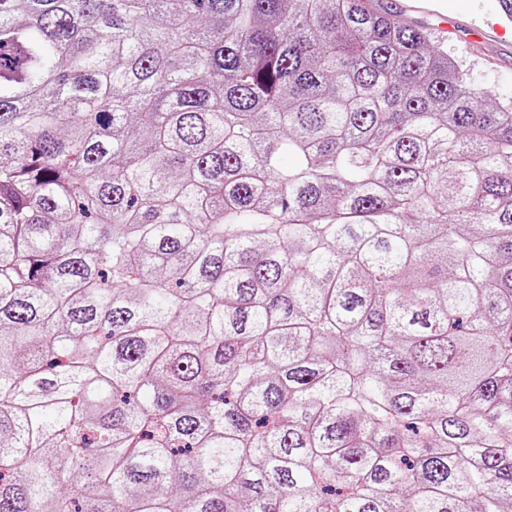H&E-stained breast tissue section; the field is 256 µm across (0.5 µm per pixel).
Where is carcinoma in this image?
I'll list each match as a JSON object with an SVG mask.
<instances>
[{"mask_svg":"<svg viewBox=\"0 0 512 512\" xmlns=\"http://www.w3.org/2000/svg\"><path fill=\"white\" fill-rule=\"evenodd\" d=\"M0 512H512V103L377 0H0Z\"/></svg>","mask_w":512,"mask_h":512,"instance_id":"obj_1","label":"carcinoma"}]
</instances>
